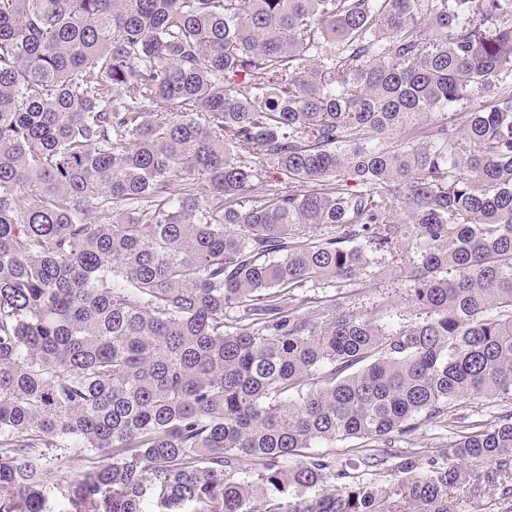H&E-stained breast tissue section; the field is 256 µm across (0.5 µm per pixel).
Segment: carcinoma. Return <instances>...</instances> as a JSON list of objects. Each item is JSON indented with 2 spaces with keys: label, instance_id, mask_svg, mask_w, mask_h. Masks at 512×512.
<instances>
[{
  "label": "carcinoma",
  "instance_id": "1",
  "mask_svg": "<svg viewBox=\"0 0 512 512\" xmlns=\"http://www.w3.org/2000/svg\"><path fill=\"white\" fill-rule=\"evenodd\" d=\"M406 241L405 328L306 294ZM469 397L512 400V0H0V512L75 449L68 512H512V410L395 449ZM441 424L435 422L429 424L411 437L410 442L413 445H409V448H423L422 450H424L418 462V466L422 469H427L431 459L444 456L448 450V447L445 446L453 439L451 432H457V430L444 428L440 426ZM365 443L363 440L347 439L343 441H336L330 448H312L309 452L312 453H324L330 458L336 461V467H340L345 463H352L355 466L350 469L353 476H356L357 480H363L366 482H375L379 486L384 488H390L398 482L403 476L402 474L395 473L390 467L370 468L364 465L363 459L368 453L364 447Z\"/></svg>",
  "mask_w": 512,
  "mask_h": 512
}]
</instances>
